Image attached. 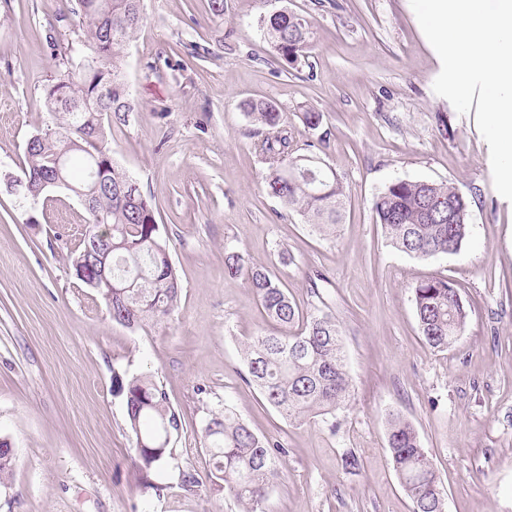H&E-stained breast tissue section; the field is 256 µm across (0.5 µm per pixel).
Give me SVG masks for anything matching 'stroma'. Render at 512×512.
<instances>
[{"label":"stroma","mask_w":512,"mask_h":512,"mask_svg":"<svg viewBox=\"0 0 512 512\" xmlns=\"http://www.w3.org/2000/svg\"><path fill=\"white\" fill-rule=\"evenodd\" d=\"M67 8L0 0V174L19 173L28 138L53 121L42 95L50 41L80 33ZM142 8L124 66L136 109L113 125L112 152L156 206L181 298L167 319L114 324L69 261L80 203L56 189L31 207L0 189V437L15 451L0 512H238L207 480L201 387L209 410L230 408L285 448L266 512H411L387 449L396 415L428 451L447 512H512V202L493 185L475 114L434 93L441 60L410 0H224L220 18L209 0ZM283 8L314 29L294 67L259 28ZM252 100L274 106L343 177L334 234L313 233L266 194ZM309 110L322 116L317 129L301 121ZM396 178L480 189L459 253L418 259L387 243L373 203ZM228 249L270 267L302 311L335 316L353 386L344 409L293 424L244 382L242 346L271 323L245 277L225 276ZM431 277L453 280L468 312L445 351L426 344L413 305ZM140 374L160 381L183 425L174 460L146 475L113 386ZM182 467L202 480L195 494L177 486Z\"/></svg>","instance_id":"obj_1"}]
</instances>
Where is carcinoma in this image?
Here are the masks:
<instances>
[{
    "mask_svg": "<svg viewBox=\"0 0 512 512\" xmlns=\"http://www.w3.org/2000/svg\"><path fill=\"white\" fill-rule=\"evenodd\" d=\"M69 13L79 20L85 54L71 62L74 47L53 44L57 69L42 93L56 121L36 131L27 143L19 177L29 199L40 200L51 183L64 180L88 188L91 173L112 186L85 207L86 224L112 225V321L134 328L147 320L168 317L181 288L170 262L166 240L152 200L143 191L123 194L131 177L112 157L107 129L124 124L135 108L123 81L125 50L142 23L140 0H70ZM273 53L295 66L307 58L313 31L306 17L286 8L260 19ZM108 89L101 98L99 88ZM248 117L264 129L258 149L267 165L268 195L296 212L319 235L342 216L346 188L336 170L312 152H299L295 133L281 113L264 102L249 104ZM453 204L452 219L427 213L430 201ZM376 223L388 243L417 258L459 252L468 239L470 199L454 184L395 179L374 200ZM224 273L243 275L277 329L244 344L243 380L253 384L284 418L301 421L336 413L350 397L342 331L336 318L322 311L304 315L290 300L280 278L263 267H245L230 250ZM413 303L426 343L446 351L466 326L467 310L454 284L432 277L413 289ZM127 421L136 437L142 471L161 469L173 458L182 427L162 385L146 376L117 380ZM212 468L208 478L216 490L236 499L241 512H264L269 487L280 478L278 456L284 450L259 437L231 410L209 413L202 428ZM387 445L399 483L412 512H446L447 493L422 448L414 426L400 417L389 421ZM14 449L0 439V487L11 483ZM199 486L194 470L179 471L178 488L193 493Z\"/></svg>",
    "mask_w": 512,
    "mask_h": 512,
    "instance_id": "1",
    "label": "carcinoma"
}]
</instances>
